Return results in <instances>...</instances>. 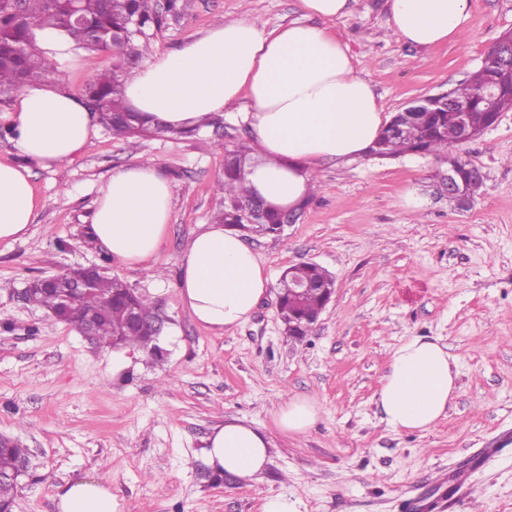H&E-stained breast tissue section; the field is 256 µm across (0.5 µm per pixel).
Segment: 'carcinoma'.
<instances>
[{"instance_id": "1", "label": "carcinoma", "mask_w": 512, "mask_h": 512, "mask_svg": "<svg viewBox=\"0 0 512 512\" xmlns=\"http://www.w3.org/2000/svg\"><path fill=\"white\" fill-rule=\"evenodd\" d=\"M188 0H168L166 11L158 8V0H0V96L18 86L37 81L59 79V71L47 64L34 50L35 30L53 28L71 36L78 48L89 51H112L118 46L112 68L100 73L81 90L80 97L88 110L97 114L98 121L115 138H127L160 128L150 129L134 124L136 117L127 105L123 88L139 63L152 47L153 33L170 21L182 18ZM137 23L141 36H130L132 23ZM499 82V109H512V69L496 67L495 52L478 70L451 89L459 102L470 105L468 122L478 134L490 124V113L480 100L483 88ZM400 133L386 127L371 149L378 156L402 153L437 154L459 146V131L454 114L438 101L425 106L410 118ZM246 158L243 146L231 151L224 160V180L219 189L224 194V210L219 222L241 232L271 235L276 231L279 217L270 211L260 224H246L240 210L253 196L244 185L241 160ZM330 273L316 263L296 265L279 282L283 320H288L294 306L311 316L322 305L314 288L296 304L289 303L288 289L300 281L324 280ZM86 293L74 306V313L97 314V343L109 347L117 329L125 323L124 303L127 285L106 273L98 274ZM27 449L16 443L0 449V472L10 471L24 458Z\"/></svg>"}]
</instances>
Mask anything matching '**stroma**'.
I'll return each mask as SVG.
<instances>
[{
  "label": "stroma",
  "instance_id": "obj_1",
  "mask_svg": "<svg viewBox=\"0 0 512 512\" xmlns=\"http://www.w3.org/2000/svg\"><path fill=\"white\" fill-rule=\"evenodd\" d=\"M244 15L272 28L300 12L298 0H189L152 46L180 48L216 20ZM332 29L395 114L475 71L512 31V0H475L468 24L430 49L393 36L384 0H356ZM111 66L110 53L76 49L57 68L75 92ZM252 139L239 111L190 137L116 139L101 127L72 161L32 166L31 230L0 242V433L28 450L13 512H59V489L79 479L107 481L116 512H260L280 493L300 512H407L411 499L429 501L428 512H512V109L460 148L485 176L471 198L441 186L443 157L321 165L299 218L280 236L248 240L273 287L247 322L215 331L182 304L179 264L224 208L226 151ZM146 161L174 190L151 269L107 259L88 238L112 170ZM411 191L420 211L403 204ZM307 262L332 273L336 291L296 338L281 323L275 282ZM102 263L164 317L163 359L136 346L97 347L21 299L35 278ZM412 336L446 344L459 379L447 417L406 434L383 422L376 393L392 351ZM291 398L319 406L307 434L274 426ZM232 419L265 427L272 440L270 464L249 483L215 477L201 455L212 428ZM463 468L465 484L438 491L439 475Z\"/></svg>",
  "mask_w": 512,
  "mask_h": 512
}]
</instances>
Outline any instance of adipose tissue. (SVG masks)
<instances>
[{
  "instance_id": "1",
  "label": "adipose tissue",
  "mask_w": 512,
  "mask_h": 512,
  "mask_svg": "<svg viewBox=\"0 0 512 512\" xmlns=\"http://www.w3.org/2000/svg\"><path fill=\"white\" fill-rule=\"evenodd\" d=\"M398 41L429 48L466 26L474 0H386ZM300 19L269 29L243 16L213 24L183 47L152 52L125 86L141 118L171 132L246 102L260 150L244 180L275 209L306 202L316 168L368 153L389 118L347 44L332 30L355 0H298ZM17 155L50 169L72 160L96 133L77 95L56 81L28 83L12 114ZM173 187L156 163L114 169L97 199L89 237L128 266L153 260L169 231ZM30 171L0 161V242L25 237L32 223ZM270 287L255 252L236 229L206 224L180 261L179 296L200 323L222 331L247 322ZM458 360L440 341L412 336L392 352L377 392L386 425L424 432L445 418L458 391ZM316 402L293 398L274 415L277 429L303 435L318 422ZM265 429L241 420L216 426L203 456L211 469L255 480L271 461ZM60 512H114L103 481L70 482Z\"/></svg>"
}]
</instances>
